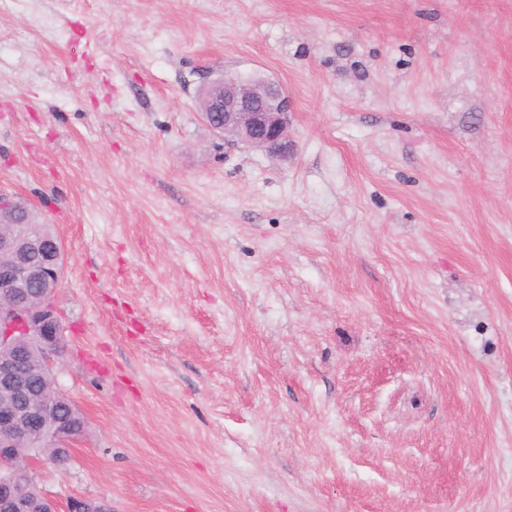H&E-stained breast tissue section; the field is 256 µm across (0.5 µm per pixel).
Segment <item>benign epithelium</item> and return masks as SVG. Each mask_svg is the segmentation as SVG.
<instances>
[{
	"instance_id": "1",
	"label": "benign epithelium",
	"mask_w": 512,
	"mask_h": 512,
	"mask_svg": "<svg viewBox=\"0 0 512 512\" xmlns=\"http://www.w3.org/2000/svg\"><path fill=\"white\" fill-rule=\"evenodd\" d=\"M223 90L206 108L205 121L230 142L288 159L294 143L288 131L291 102L287 91L265 77L215 79ZM0 512H29L27 490L36 483V461L22 455L20 442L45 435L54 420L53 443L72 453L77 423L61 402L56 373L62 362L64 325L54 294L64 272V248L56 236L0 235ZM35 339L42 351V375L33 383L22 341ZM66 512H111L89 498L68 500Z\"/></svg>"
}]
</instances>
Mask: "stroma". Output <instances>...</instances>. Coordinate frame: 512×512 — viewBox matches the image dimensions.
<instances>
[{"label":"stroma","instance_id":"1","mask_svg":"<svg viewBox=\"0 0 512 512\" xmlns=\"http://www.w3.org/2000/svg\"><path fill=\"white\" fill-rule=\"evenodd\" d=\"M227 71L292 160L205 123ZM0 192L65 251L44 491L512 512V0H0Z\"/></svg>","mask_w":512,"mask_h":512}]
</instances>
